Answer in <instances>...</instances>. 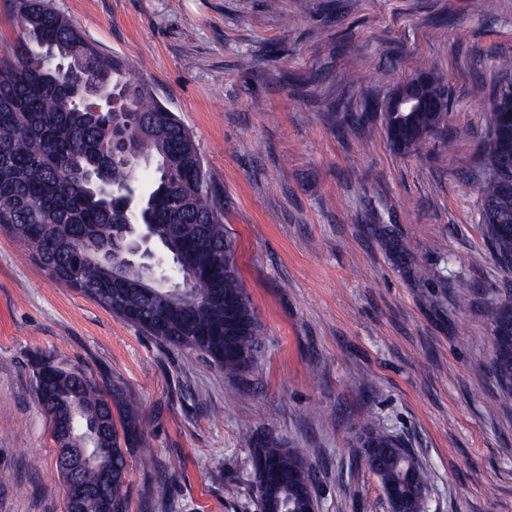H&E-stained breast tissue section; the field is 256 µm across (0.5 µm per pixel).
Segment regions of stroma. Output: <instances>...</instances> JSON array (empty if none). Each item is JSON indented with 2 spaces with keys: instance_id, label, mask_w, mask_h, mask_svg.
Here are the masks:
<instances>
[{
  "instance_id": "obj_1",
  "label": "stroma",
  "mask_w": 512,
  "mask_h": 512,
  "mask_svg": "<svg viewBox=\"0 0 512 512\" xmlns=\"http://www.w3.org/2000/svg\"><path fill=\"white\" fill-rule=\"evenodd\" d=\"M266 3L54 0L193 132L264 347L243 375L169 348L0 228V512H65L31 383L40 352L134 401L155 467L130 458L128 512H256V433L308 459L320 512H389L360 461L370 429L429 471L428 512H512V402L490 341L512 273L475 180L492 91L512 78L495 63L512 58V0ZM419 72L447 88L448 126L404 154L369 108Z\"/></svg>"
}]
</instances>
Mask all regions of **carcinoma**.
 I'll return each instance as SVG.
<instances>
[{
    "label": "carcinoma",
    "mask_w": 512,
    "mask_h": 512,
    "mask_svg": "<svg viewBox=\"0 0 512 512\" xmlns=\"http://www.w3.org/2000/svg\"><path fill=\"white\" fill-rule=\"evenodd\" d=\"M13 7L22 36L0 52V226L9 225L34 250L39 263L69 269L77 290L113 315L136 324L117 309L119 303L145 319L159 317L152 330L139 326L159 342L197 352L231 373L248 371L263 343L255 314L235 338L236 355H215V348L223 346L224 298L241 295L250 310L253 304L240 278L237 241L224 228L219 187L204 167L193 135L147 82L134 77L122 59L95 48L51 0H14ZM49 48L56 61L72 62L76 68L70 71L50 63ZM84 82L112 87L121 99L120 111L132 113L128 150L144 157V167L152 171L142 193L140 222L153 225L155 240L169 257L182 256L187 273L203 272L179 293L136 287L139 265L104 270L84 255L83 233L104 245L112 225L127 223L123 201L139 180V173L129 176L109 163V118L88 117L75 97ZM507 86L512 82L495 89L487 113L480 221L497 266L512 273V232L502 230L512 226V191L504 189V182L512 181V163L502 169L498 151L500 140L512 138V115L502 108L509 102L502 94ZM393 120L425 122L438 131L448 124V109L411 112ZM91 167L110 184L112 203L104 202L79 177L78 171ZM114 281L126 287L112 290L109 285ZM493 343L501 396L512 400V338L495 336ZM47 366L56 371L47 384L54 393L50 404L43 402L37 380ZM32 385L38 406L57 431L69 435L74 447L95 449L97 464L112 474L111 501L87 498L80 512H128V458L135 448L144 465L151 459L139 434L137 411L121 387L105 385L89 369L67 366L46 353L35 357ZM247 443L251 454L295 475L289 486L268 484L253 475L256 508L265 499L287 504L288 512H307L316 498L307 462L272 437L251 435ZM365 444L375 458L370 472L401 503L427 491L428 473L390 435L370 430Z\"/></svg>",
    "instance_id": "carcinoma-1"
}]
</instances>
